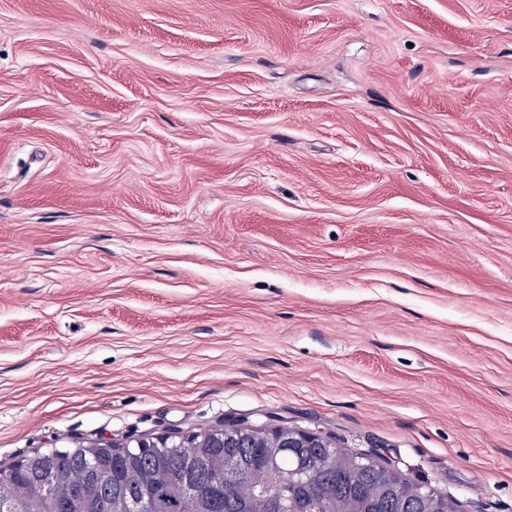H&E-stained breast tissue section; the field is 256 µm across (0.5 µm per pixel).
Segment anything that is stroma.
<instances>
[{
  "instance_id": "obj_1",
  "label": "stroma",
  "mask_w": 512,
  "mask_h": 512,
  "mask_svg": "<svg viewBox=\"0 0 512 512\" xmlns=\"http://www.w3.org/2000/svg\"><path fill=\"white\" fill-rule=\"evenodd\" d=\"M232 420L512 512V0H0V469Z\"/></svg>"
}]
</instances>
